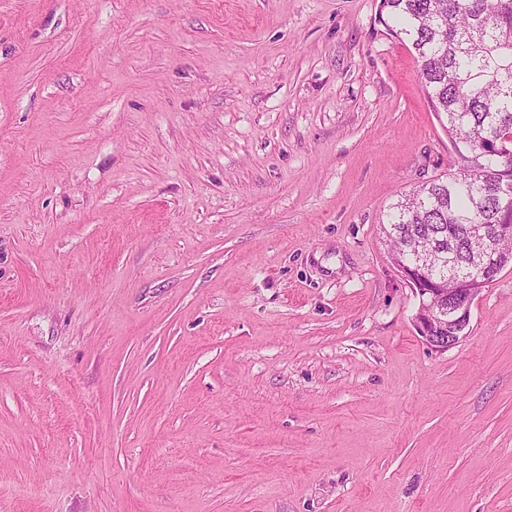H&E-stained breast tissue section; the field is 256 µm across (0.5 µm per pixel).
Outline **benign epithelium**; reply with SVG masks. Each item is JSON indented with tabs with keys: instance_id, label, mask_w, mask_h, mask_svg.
<instances>
[{
	"instance_id": "7a95c632",
	"label": "benign epithelium",
	"mask_w": 512,
	"mask_h": 512,
	"mask_svg": "<svg viewBox=\"0 0 512 512\" xmlns=\"http://www.w3.org/2000/svg\"><path fill=\"white\" fill-rule=\"evenodd\" d=\"M475 232L491 239L512 234V224H477ZM497 259L494 247L463 264V270L448 279L434 280L427 268L415 270L400 267V273L415 286L419 308L415 326L423 341L432 349L446 351L466 337L470 307L484 288L493 282V264Z\"/></svg>"
}]
</instances>
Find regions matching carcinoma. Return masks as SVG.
<instances>
[{
	"label": "carcinoma",
	"mask_w": 512,
	"mask_h": 512,
	"mask_svg": "<svg viewBox=\"0 0 512 512\" xmlns=\"http://www.w3.org/2000/svg\"><path fill=\"white\" fill-rule=\"evenodd\" d=\"M411 42L417 75L434 112L445 115V131L461 167L394 203L383 233L394 256L417 263L412 238L423 233L441 251L464 260L477 248L474 224H512V165L489 154L512 136V0H383Z\"/></svg>",
	"instance_id": "cac0c4a2"
}]
</instances>
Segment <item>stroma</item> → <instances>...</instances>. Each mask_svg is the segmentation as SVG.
Here are the masks:
<instances>
[{
  "instance_id": "1",
  "label": "stroma",
  "mask_w": 512,
  "mask_h": 512,
  "mask_svg": "<svg viewBox=\"0 0 512 512\" xmlns=\"http://www.w3.org/2000/svg\"><path fill=\"white\" fill-rule=\"evenodd\" d=\"M380 5L0 0V512H512V265L418 335Z\"/></svg>"
}]
</instances>
